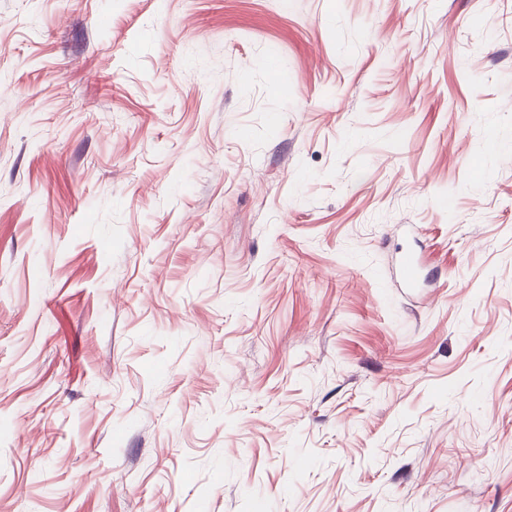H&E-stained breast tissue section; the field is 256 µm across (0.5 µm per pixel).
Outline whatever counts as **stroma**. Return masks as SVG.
<instances>
[{
	"mask_svg": "<svg viewBox=\"0 0 512 512\" xmlns=\"http://www.w3.org/2000/svg\"><path fill=\"white\" fill-rule=\"evenodd\" d=\"M0 512H512V0H0Z\"/></svg>",
	"mask_w": 512,
	"mask_h": 512,
	"instance_id": "stroma-1",
	"label": "stroma"
}]
</instances>
